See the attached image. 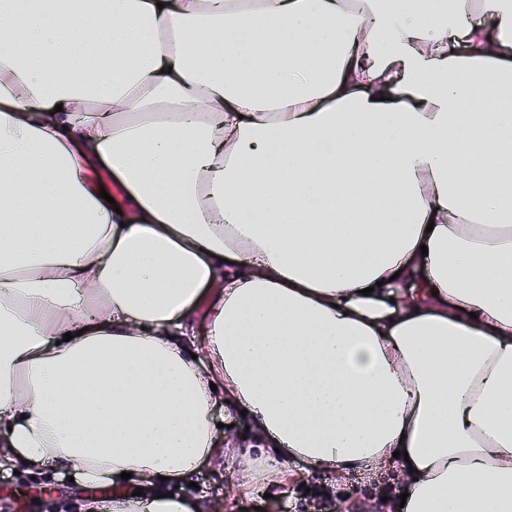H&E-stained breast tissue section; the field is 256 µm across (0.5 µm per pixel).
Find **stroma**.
Here are the masks:
<instances>
[{
  "label": "stroma",
  "mask_w": 512,
  "mask_h": 512,
  "mask_svg": "<svg viewBox=\"0 0 512 512\" xmlns=\"http://www.w3.org/2000/svg\"><path fill=\"white\" fill-rule=\"evenodd\" d=\"M215 421L225 440L235 442L233 457L214 455L195 471L192 486L182 492L200 509L211 512L223 502L224 512H402L394 471H353L336 477L328 470L313 471L301 461L288 464V481L269 473L263 485H247L253 467L257 431L253 418L239 410L217 406ZM71 467L52 463L40 471L0 469V512H78L87 497L111 494L108 486H88L72 479Z\"/></svg>",
  "instance_id": "obj_1"
}]
</instances>
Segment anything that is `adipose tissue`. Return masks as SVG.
Returning <instances> with one entry per match:
<instances>
[{
    "label": "adipose tissue",
    "mask_w": 512,
    "mask_h": 512,
    "mask_svg": "<svg viewBox=\"0 0 512 512\" xmlns=\"http://www.w3.org/2000/svg\"><path fill=\"white\" fill-rule=\"evenodd\" d=\"M74 6L0 0V467L192 512L226 400L512 512V0Z\"/></svg>",
    "instance_id": "obj_1"
}]
</instances>
